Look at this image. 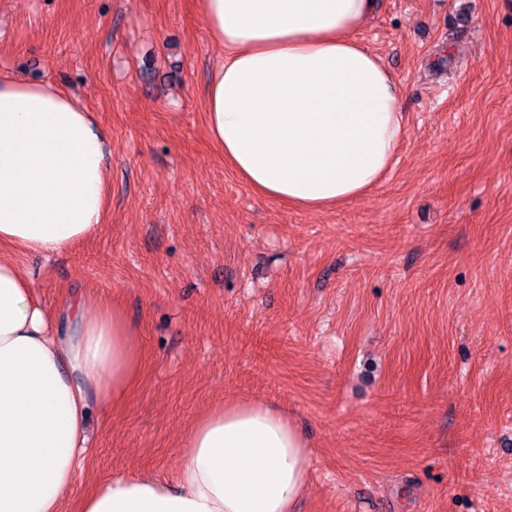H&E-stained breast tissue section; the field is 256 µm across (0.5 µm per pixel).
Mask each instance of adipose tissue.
Returning a JSON list of instances; mask_svg holds the SVG:
<instances>
[{
	"instance_id": "1",
	"label": "adipose tissue",
	"mask_w": 512,
	"mask_h": 512,
	"mask_svg": "<svg viewBox=\"0 0 512 512\" xmlns=\"http://www.w3.org/2000/svg\"><path fill=\"white\" fill-rule=\"evenodd\" d=\"M375 0H201L220 56L205 123L259 197L318 210L365 195L403 139L399 86L357 37ZM112 143L68 92L0 80V512H66L94 407L140 374L137 331L84 292L46 308L15 251L54 254L105 222ZM166 481L130 472L78 512H294L311 451L286 413L232 401L187 434Z\"/></svg>"
}]
</instances>
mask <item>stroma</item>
I'll return each instance as SVG.
<instances>
[{"instance_id":"obj_1","label":"stroma","mask_w":512,"mask_h":512,"mask_svg":"<svg viewBox=\"0 0 512 512\" xmlns=\"http://www.w3.org/2000/svg\"><path fill=\"white\" fill-rule=\"evenodd\" d=\"M358 36L402 93L397 162L307 210L210 144L199 0H0V77L66 90L112 141L105 224L17 259L45 307L91 291L139 331L69 503L171 477L194 421L247 399L312 452L299 512H512V0H377Z\"/></svg>"}]
</instances>
